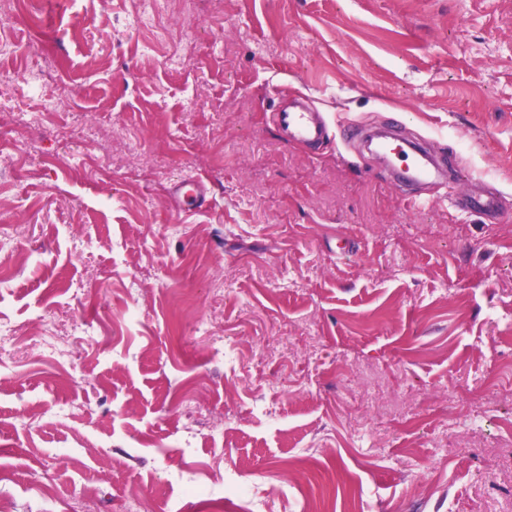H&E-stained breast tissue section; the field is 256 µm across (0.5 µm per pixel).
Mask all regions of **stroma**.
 I'll return each instance as SVG.
<instances>
[{
    "label": "stroma",
    "mask_w": 512,
    "mask_h": 512,
    "mask_svg": "<svg viewBox=\"0 0 512 512\" xmlns=\"http://www.w3.org/2000/svg\"><path fill=\"white\" fill-rule=\"evenodd\" d=\"M48 10L0 13V507L197 512L235 467L251 512H512V0ZM348 126L449 179L406 204ZM275 119L279 127L292 136V142L315 146L329 137L327 126L320 121L316 112L288 107L275 112ZM204 187L205 184L203 180L196 175H188L184 178L180 179L175 183V187L173 189L174 195L177 198H187L191 200H200L199 205L196 210H199L202 206V202L204 200ZM184 189H192L190 192H185Z\"/></svg>",
    "instance_id": "stroma-1"
}]
</instances>
